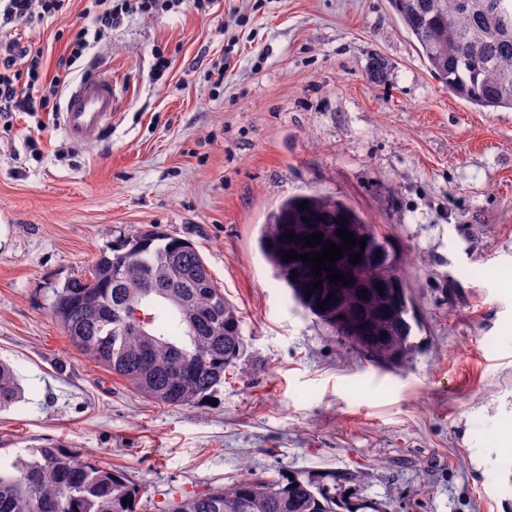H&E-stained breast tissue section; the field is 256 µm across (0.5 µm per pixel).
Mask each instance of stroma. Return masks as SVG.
<instances>
[{
	"label": "stroma",
	"instance_id": "1",
	"mask_svg": "<svg viewBox=\"0 0 512 512\" xmlns=\"http://www.w3.org/2000/svg\"><path fill=\"white\" fill-rule=\"evenodd\" d=\"M83 8L19 25L48 74L91 25ZM100 66L119 100L94 144L58 112L0 127V359L24 389L0 412V457L66 442L123 467L142 512L279 470L335 473L337 495L377 512H512V111L450 93L388 0L124 14L57 104ZM296 195L346 202L404 252L422 325L403 365L349 347L261 255ZM154 227L192 241L243 316L244 357L195 407L145 401L51 313L116 240Z\"/></svg>",
	"mask_w": 512,
	"mask_h": 512
}]
</instances>
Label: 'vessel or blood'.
<instances>
[{"label":"vessel or blood","mask_w":512,"mask_h":512,"mask_svg":"<svg viewBox=\"0 0 512 512\" xmlns=\"http://www.w3.org/2000/svg\"><path fill=\"white\" fill-rule=\"evenodd\" d=\"M116 102L117 93L109 69H101L89 76L65 103L63 126L66 134L82 144L96 142L109 126Z\"/></svg>","instance_id":"vessel-or-blood-1"}]
</instances>
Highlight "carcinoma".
<instances>
[{
  "label": "carcinoma",
  "instance_id": "cac0c4a2",
  "mask_svg": "<svg viewBox=\"0 0 512 512\" xmlns=\"http://www.w3.org/2000/svg\"><path fill=\"white\" fill-rule=\"evenodd\" d=\"M426 63L448 91L489 112L512 110V0H389ZM308 205L300 208V203ZM310 219L306 223L302 218ZM367 239L357 264L348 250L333 264L349 284L317 276L294 250L310 255L324 235L343 244L337 229ZM293 237H288V234ZM259 246L266 261L303 308L377 364L406 359L413 350L411 306L403 253L388 247L345 203L289 198L265 226ZM323 280L306 295V286ZM382 283L383 291L375 284ZM332 298L329 305L318 304ZM51 313L84 355L151 402L197 406L216 396L226 373L245 352L239 308L224 296L203 256L189 241L159 231L125 239L98 259L89 278L57 292ZM21 397L13 367L0 361V411ZM314 471L244 475L204 493L173 500L168 512H364L336 499ZM139 490L110 464L81 459L61 443L35 448L0 466V512H138Z\"/></svg>",
  "mask_w": 512,
  "mask_h": 512
}]
</instances>
